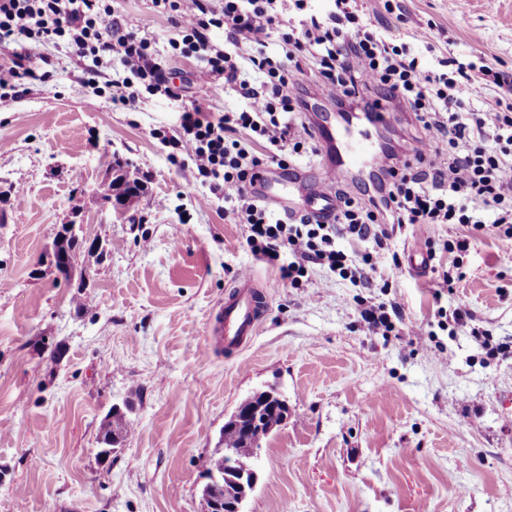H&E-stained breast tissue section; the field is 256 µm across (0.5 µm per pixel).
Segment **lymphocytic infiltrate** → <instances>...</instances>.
<instances>
[{
  "mask_svg": "<svg viewBox=\"0 0 512 512\" xmlns=\"http://www.w3.org/2000/svg\"><path fill=\"white\" fill-rule=\"evenodd\" d=\"M308 0H152L171 25L169 53L196 57L199 84L221 86L245 99L244 109L211 117L193 107L184 111L176 141L184 164L224 201L225 215L245 225V245L257 259L278 269L298 288L317 264L353 284L372 287L374 258L355 260L338 249V237L372 241L385 249L392 225L456 224L467 235L445 243L464 251L470 236L485 226L512 239V104L477 109L471 103L478 76L465 64L448 72V59L423 66L417 49L436 50L433 27L409 32L396 43L390 32L365 21L356 0H332L321 19L307 11ZM302 14L284 25L288 8ZM224 32L223 46L210 41ZM279 30L278 50L265 39ZM32 45L67 42L88 60L89 83H97L107 58L119 59L125 77L114 101L134 105L140 84L151 94L176 93L156 63L153 41L137 24L115 17L113 0H0V43ZM334 95L337 107L362 104L368 96L396 101L422 135L410 155L391 154L372 196L358 198L337 184L338 208L328 221L309 214L285 216L253 194L268 167L287 168L313 143L304 81Z\"/></svg>",
  "mask_w": 512,
  "mask_h": 512,
  "instance_id": "f902f5d3",
  "label": "lymphocytic infiltrate"
}]
</instances>
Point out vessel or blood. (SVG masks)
<instances>
[{"mask_svg":"<svg viewBox=\"0 0 512 512\" xmlns=\"http://www.w3.org/2000/svg\"><path fill=\"white\" fill-rule=\"evenodd\" d=\"M319 141L328 157L324 180L310 186L302 179L281 185L267 176L254 188L255 196L279 210L307 211L327 216L336 210V197L328 186L338 174L378 163L380 151L359 115L341 113L336 124L319 125ZM266 297L253 275H241L224 296V303L212 312L208 349L216 354L240 353L252 341L259 327Z\"/></svg>","mask_w":512,"mask_h":512,"instance_id":"obj_1","label":"vessel or blood"}]
</instances>
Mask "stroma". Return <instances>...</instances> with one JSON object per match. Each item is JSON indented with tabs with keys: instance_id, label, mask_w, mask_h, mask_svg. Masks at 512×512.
<instances>
[{
	"instance_id": "35a3bbf8",
	"label": "stroma",
	"mask_w": 512,
	"mask_h": 512,
	"mask_svg": "<svg viewBox=\"0 0 512 512\" xmlns=\"http://www.w3.org/2000/svg\"><path fill=\"white\" fill-rule=\"evenodd\" d=\"M358 4L396 35L433 24L449 56L488 67L483 102L500 94L494 74L512 80V0ZM117 7L155 41L179 100L143 91L135 108L112 103L62 43L31 51L47 82L0 94V512H205V462L223 453L225 421L270 386L288 418L251 460L243 512H512V358L488 357L470 333L512 346V239L489 227L455 258L442 245L461 227L409 225L372 287L317 266L288 287L223 202L199 205L208 187L186 193L194 174L169 140L185 107L219 116L237 94L197 84L199 60L169 55L170 23L151 0ZM117 161L147 187L121 216L96 193ZM69 222L100 247L65 280L38 258ZM428 240L434 264L460 268L453 290L409 267ZM245 273L267 297L259 331L239 356L211 355L210 313ZM370 297L400 306L394 335L368 332L357 301ZM461 301L471 326L411 343V326ZM116 405L130 431L104 458L100 426Z\"/></svg>"
}]
</instances>
